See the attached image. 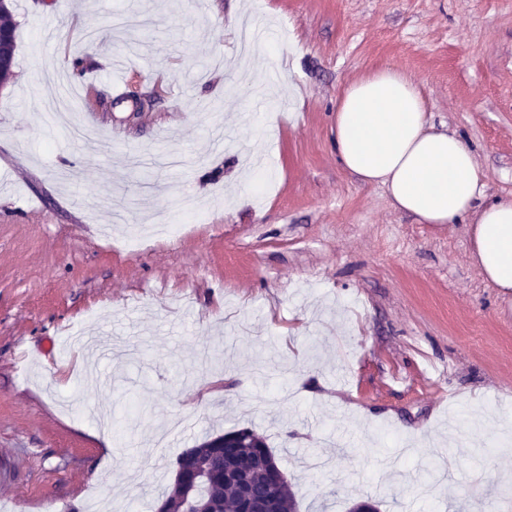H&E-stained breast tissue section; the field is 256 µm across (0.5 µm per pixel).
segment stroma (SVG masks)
<instances>
[{
	"instance_id": "obj_1",
	"label": "stroma",
	"mask_w": 512,
	"mask_h": 512,
	"mask_svg": "<svg viewBox=\"0 0 512 512\" xmlns=\"http://www.w3.org/2000/svg\"><path fill=\"white\" fill-rule=\"evenodd\" d=\"M10 9L0 512H155L179 454L241 428L299 512H512V289L334 146L343 89L389 66L511 197L512 0ZM184 200L204 223L134 241Z\"/></svg>"
}]
</instances>
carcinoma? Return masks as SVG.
<instances>
[{"mask_svg":"<svg viewBox=\"0 0 512 512\" xmlns=\"http://www.w3.org/2000/svg\"><path fill=\"white\" fill-rule=\"evenodd\" d=\"M16 40V24L11 10L0 4V43L11 47ZM196 448L202 452L200 462L214 472H231L245 480L257 491L270 496L277 512H293L295 493L288 478L280 483L268 479V464L274 455L265 440L252 429H238L216 436H207ZM198 493L207 499L209 512H242L240 495L224 482L217 479L211 484H203ZM170 512H184L187 509L185 494L172 485L161 501Z\"/></svg>","mask_w":512,"mask_h":512,"instance_id":"carcinoma-1","label":"carcinoma"}]
</instances>
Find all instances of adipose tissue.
Wrapping results in <instances>:
<instances>
[{"instance_id":"1","label":"adipose tissue","mask_w":512,"mask_h":512,"mask_svg":"<svg viewBox=\"0 0 512 512\" xmlns=\"http://www.w3.org/2000/svg\"><path fill=\"white\" fill-rule=\"evenodd\" d=\"M336 152L364 183L425 224L471 226L486 279L512 288V196L486 200L485 175L456 133L427 119L419 86L384 68L349 83L336 108Z\"/></svg>"}]
</instances>
